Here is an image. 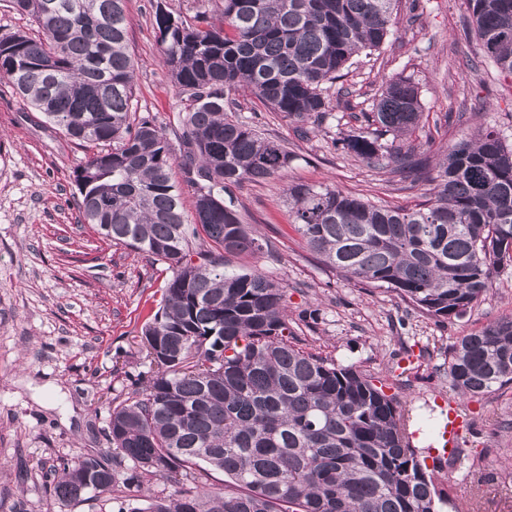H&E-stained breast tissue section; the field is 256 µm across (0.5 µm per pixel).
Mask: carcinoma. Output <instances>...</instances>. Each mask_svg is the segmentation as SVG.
<instances>
[{
    "mask_svg": "<svg viewBox=\"0 0 512 512\" xmlns=\"http://www.w3.org/2000/svg\"><path fill=\"white\" fill-rule=\"evenodd\" d=\"M199 27L156 8L161 57L187 96L180 155L136 115L126 0H9L41 35L0 36V79L71 140L100 151L75 172L78 208L103 237L168 265L161 307L142 332L158 368L112 407V463L74 455L61 464L53 510L159 479L175 494L130 512H440L448 496L410 439V416L385 384L290 341L283 286L224 267L257 254L231 186L279 176L295 155L236 114L248 90L301 134L332 116L330 89L363 51L391 33L398 0H221ZM468 29L512 75V0H466ZM423 105L409 79H390L356 132L334 146L429 185L414 208L377 205L327 185L285 189L307 246L348 280L396 293L437 319H458L512 266V147L491 130L435 164L408 137ZM194 187L185 214L175 179ZM215 251L195 263L193 240ZM448 377L463 396L512 385V318L460 338ZM200 463L224 472V491L198 485Z\"/></svg>",
    "mask_w": 512,
    "mask_h": 512,
    "instance_id": "1",
    "label": "carcinoma"
}]
</instances>
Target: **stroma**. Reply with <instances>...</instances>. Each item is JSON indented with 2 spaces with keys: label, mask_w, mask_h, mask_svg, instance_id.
Instances as JSON below:
<instances>
[{
  "label": "stroma",
  "mask_w": 512,
  "mask_h": 512,
  "mask_svg": "<svg viewBox=\"0 0 512 512\" xmlns=\"http://www.w3.org/2000/svg\"><path fill=\"white\" fill-rule=\"evenodd\" d=\"M195 20L210 0H127L128 48L138 69L134 102L175 140L178 97L161 60L157 7ZM465 0H400L392 33L376 53L359 54L344 84L366 108L384 84L410 78L421 92L423 117L411 137L429 158L462 136L496 131L512 146V75L484 61L480 42L465 31ZM241 115L295 155L282 175L246 182L231 195L267 247L227 257L228 268L253 267L282 282L294 342L339 365L386 380L417 417L418 449L433 446L442 421L435 402L457 396L448 356L461 336L512 318V266L461 318L439 321L395 293L349 282L325 266L295 230L288 183L326 184L376 203L411 207L423 185L402 180L333 147L351 134L353 111L299 139L288 120L237 91ZM95 146L70 140L0 80V512H47L50 470L75 454L110 460L106 432L114 400L145 385L154 368L142 342L171 276L165 263L117 245L83 223L75 170ZM474 430L461 443L465 463L444 469L438 483L445 512H512V385L461 400Z\"/></svg>",
  "instance_id": "stroma-1"
}]
</instances>
